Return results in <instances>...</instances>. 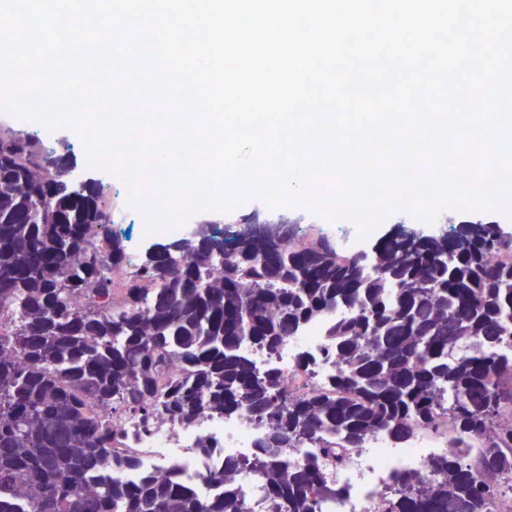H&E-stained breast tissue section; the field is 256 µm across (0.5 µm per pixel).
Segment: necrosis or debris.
Here are the masks:
<instances>
[{
    "label": "necrosis or debris",
    "mask_w": 512,
    "mask_h": 512,
    "mask_svg": "<svg viewBox=\"0 0 512 512\" xmlns=\"http://www.w3.org/2000/svg\"><path fill=\"white\" fill-rule=\"evenodd\" d=\"M330 323L331 318L326 316L308 324L277 354L252 352L257 371L276 369L287 382L289 391L297 395L301 392V363L306 360L313 371L312 383L324 384L338 368L336 358L324 353ZM112 426L133 434L129 450L138 462L136 468L118 472L119 480L134 484L143 475L168 471L182 477L202 497L222 494V487L216 486L211 477L223 466L225 456L254 455L263 436L262 428L245 412L232 416L206 412L190 427L162 418L148 430L142 429L138 415L120 413L113 415ZM203 441L208 443V450H200L199 444ZM447 453V432L418 428L399 444L381 432L365 441L362 447L347 449L343 462L322 459L327 479L345 490L344 496L325 512H387L395 472L412 470L437 478L435 466Z\"/></svg>",
    "instance_id": "obj_1"
}]
</instances>
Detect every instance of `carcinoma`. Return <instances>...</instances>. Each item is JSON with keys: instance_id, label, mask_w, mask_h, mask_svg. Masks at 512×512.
Masks as SVG:
<instances>
[{"instance_id": "cac0c4a2", "label": "carcinoma", "mask_w": 512, "mask_h": 512, "mask_svg": "<svg viewBox=\"0 0 512 512\" xmlns=\"http://www.w3.org/2000/svg\"><path fill=\"white\" fill-rule=\"evenodd\" d=\"M110 213L103 193L72 191L65 156L38 133L0 136V512H247L170 474L106 480L137 466L119 451L130 436L96 412L109 405L145 428L248 412L261 454L212 479L244 475L279 512H320L343 495L320 457L341 462L381 431L438 430L446 396L442 478L399 472L388 512H489L512 491V424H497L512 414V357L498 347L512 337V234L472 222L453 249L443 229L369 258L284 222L276 241L210 229L155 245L117 281L128 254ZM340 303L354 311L329 326L341 367L328 387L293 396L243 352H276Z\"/></svg>"}]
</instances>
